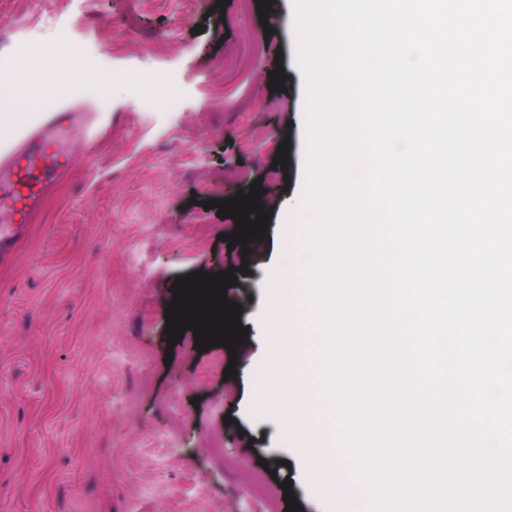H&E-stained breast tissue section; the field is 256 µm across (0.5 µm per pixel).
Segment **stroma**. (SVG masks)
Listing matches in <instances>:
<instances>
[{"instance_id":"35a3bbf8","label":"stroma","mask_w":512,"mask_h":512,"mask_svg":"<svg viewBox=\"0 0 512 512\" xmlns=\"http://www.w3.org/2000/svg\"><path fill=\"white\" fill-rule=\"evenodd\" d=\"M216 3L0 0L10 71L69 46L113 82L62 87L0 137L16 145L47 112L91 120L89 139L66 143L70 172L0 258V512H270L284 480L302 512L334 508L255 404L267 347L251 328L280 263L277 208L306 180L294 0H272L264 22L256 6ZM284 141L289 163L273 167ZM257 179L271 216L245 255L225 241L234 219L203 204ZM232 262L248 270L227 293L246 345L168 346L175 279ZM207 434L223 440V463ZM263 459L273 475L260 496L245 475Z\"/></svg>"}]
</instances>
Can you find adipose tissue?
I'll use <instances>...</instances> for the list:
<instances>
[{
	"mask_svg": "<svg viewBox=\"0 0 512 512\" xmlns=\"http://www.w3.org/2000/svg\"><path fill=\"white\" fill-rule=\"evenodd\" d=\"M75 49L60 52L49 60L32 62L9 83H0V135L23 122L29 105L37 103L44 92L59 88L72 76Z\"/></svg>",
	"mask_w": 512,
	"mask_h": 512,
	"instance_id": "1",
	"label": "adipose tissue"
}]
</instances>
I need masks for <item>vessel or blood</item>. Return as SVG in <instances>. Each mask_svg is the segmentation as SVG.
Listing matches in <instances>:
<instances>
[{"instance_id": "obj_1", "label": "vessel or blood", "mask_w": 512, "mask_h": 512, "mask_svg": "<svg viewBox=\"0 0 512 512\" xmlns=\"http://www.w3.org/2000/svg\"><path fill=\"white\" fill-rule=\"evenodd\" d=\"M65 130L53 115H44L25 139L0 160V254L10 250L15 235L24 231L41 210L49 184L71 168L64 148Z\"/></svg>"}]
</instances>
